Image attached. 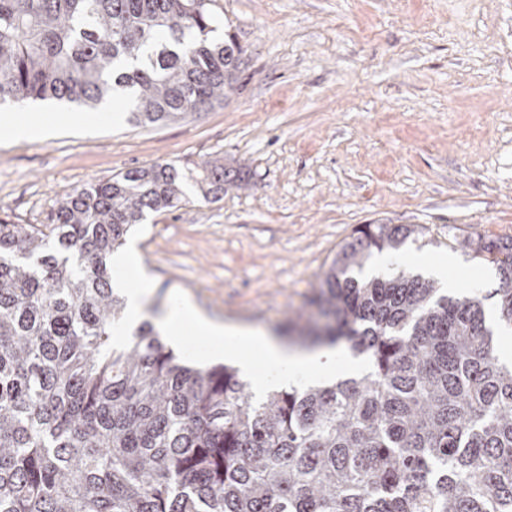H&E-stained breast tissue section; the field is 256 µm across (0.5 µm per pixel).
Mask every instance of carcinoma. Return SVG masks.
Segmentation results:
<instances>
[{
    "mask_svg": "<svg viewBox=\"0 0 512 512\" xmlns=\"http://www.w3.org/2000/svg\"><path fill=\"white\" fill-rule=\"evenodd\" d=\"M216 2L0 0V103L121 88L137 125L208 112L242 64L213 36ZM235 182L217 161L153 163L74 190L48 224L0 221V512H512V364L483 300L404 269L356 277L425 238L415 224L363 225L294 319L362 374L256 398L148 322L115 346L108 258L187 184L215 202ZM461 247L495 266L512 326V238Z\"/></svg>",
    "mask_w": 512,
    "mask_h": 512,
    "instance_id": "1",
    "label": "carcinoma"
}]
</instances>
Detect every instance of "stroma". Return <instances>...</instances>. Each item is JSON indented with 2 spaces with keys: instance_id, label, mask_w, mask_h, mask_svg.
Masks as SVG:
<instances>
[{
  "instance_id": "35a3bbf8",
  "label": "stroma",
  "mask_w": 512,
  "mask_h": 512,
  "mask_svg": "<svg viewBox=\"0 0 512 512\" xmlns=\"http://www.w3.org/2000/svg\"><path fill=\"white\" fill-rule=\"evenodd\" d=\"M243 63L223 105L177 122L91 124L67 101L5 104L67 124L0 127V219L47 223L57 199L155 162L240 172L216 202L147 214L132 264L153 294L266 333L309 309L317 275L365 224H417L454 293L494 307L465 238H512V0H217ZM43 117L39 114L30 113L23 122L12 123L10 125L11 135L14 139H30L39 134L44 127Z\"/></svg>"
}]
</instances>
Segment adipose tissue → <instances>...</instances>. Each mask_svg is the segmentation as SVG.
<instances>
[{
  "label": "adipose tissue",
  "instance_id": "obj_1",
  "mask_svg": "<svg viewBox=\"0 0 512 512\" xmlns=\"http://www.w3.org/2000/svg\"><path fill=\"white\" fill-rule=\"evenodd\" d=\"M193 322L199 335L224 342L226 358L236 360L244 374L254 375L257 363L269 367L267 374L256 377L254 386L257 392L264 393L284 385L316 384L335 379L336 371L330 365L332 358H340L347 363V375L356 374L361 364L350 357L342 348L291 350L260 332L244 328L234 323L223 324L204 317L189 303H174L155 321L156 327L166 335L177 337L186 322ZM249 344L255 351L254 357L241 358L239 347Z\"/></svg>",
  "mask_w": 512,
  "mask_h": 512
}]
</instances>
